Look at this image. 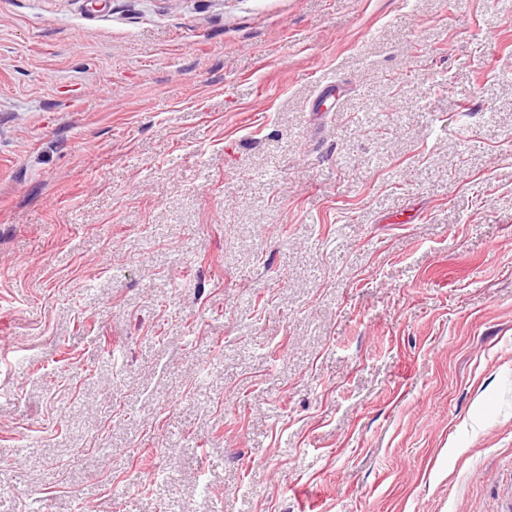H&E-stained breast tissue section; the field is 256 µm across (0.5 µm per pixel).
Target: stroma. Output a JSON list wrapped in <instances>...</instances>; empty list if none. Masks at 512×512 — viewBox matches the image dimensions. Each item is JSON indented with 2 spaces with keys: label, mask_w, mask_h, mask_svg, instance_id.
Wrapping results in <instances>:
<instances>
[{
  "label": "stroma",
  "mask_w": 512,
  "mask_h": 512,
  "mask_svg": "<svg viewBox=\"0 0 512 512\" xmlns=\"http://www.w3.org/2000/svg\"><path fill=\"white\" fill-rule=\"evenodd\" d=\"M80 507L512 512V0H0V512Z\"/></svg>",
  "instance_id": "stroma-1"
}]
</instances>
